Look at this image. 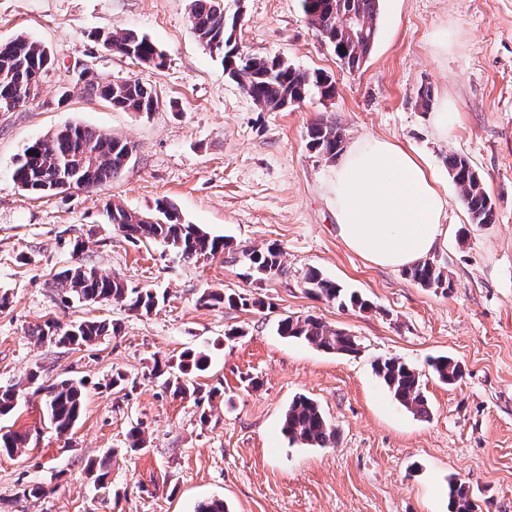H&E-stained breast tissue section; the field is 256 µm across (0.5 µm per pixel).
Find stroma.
Instances as JSON below:
<instances>
[{"instance_id":"35a3bbf8","label":"stroma","mask_w":512,"mask_h":512,"mask_svg":"<svg viewBox=\"0 0 512 512\" xmlns=\"http://www.w3.org/2000/svg\"><path fill=\"white\" fill-rule=\"evenodd\" d=\"M225 6L243 13V52L331 75L334 97L313 94L277 112L257 107L192 34L191 0H0V40L24 35L55 57L40 100L0 112V294L9 297L0 310V387L23 393L0 426L30 437L14 456H0V512H194L211 498L231 512H448L452 476L468 482L481 512H512V0H381L375 43L353 71L307 23L301 0ZM120 29L150 38L165 66L131 62L97 42ZM84 68L152 86L157 109L126 112L88 96L77 82ZM63 87L70 95L60 104ZM443 107L444 140L432 124ZM321 118L340 124L348 142L394 140L436 175L448 199V243L432 261L447 287H421L405 270L376 266L344 245L324 193L334 163L307 147V129ZM70 123L132 142L130 165L92 190L40 198L20 190L11 172L23 146ZM451 152L482 178L494 223H472L448 175ZM162 199L233 245L277 244L284 275L259 282L220 257L184 262L102 221L106 204L148 213ZM80 263L165 300L147 315L64 300L53 278ZM313 268L361 292L371 310L309 293L304 276ZM206 289L252 304L206 307L198 301ZM286 315L346 330L358 353L279 336ZM50 319H107L121 332L62 348L31 334ZM233 327L239 336L225 338ZM186 349L210 359L196 379L212 394L202 408L151 375L154 362ZM391 356L421 372L429 417L399 405L376 378L375 362ZM438 356L462 363L456 385L434 377L428 361ZM36 367L47 383L82 381L73 432L57 434L49 423L28 381ZM116 370L131 382L125 392L112 390ZM298 393L320 404L337 430L335 447L284 437L282 417ZM135 426L145 447L129 455ZM105 458L102 483L91 465ZM33 484L43 495L23 496Z\"/></svg>"}]
</instances>
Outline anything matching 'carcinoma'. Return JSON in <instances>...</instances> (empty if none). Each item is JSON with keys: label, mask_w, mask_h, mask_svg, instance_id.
<instances>
[{"label": "carcinoma", "mask_w": 512, "mask_h": 512, "mask_svg": "<svg viewBox=\"0 0 512 512\" xmlns=\"http://www.w3.org/2000/svg\"><path fill=\"white\" fill-rule=\"evenodd\" d=\"M335 10L327 11L322 0H302L303 13L333 49L337 60L350 70L360 68L370 53L377 35L376 18L379 0H334ZM345 12L357 15L365 34L350 37L338 27ZM238 20L226 10L224 0H192L190 28L193 34L210 49L222 55L228 75L238 81L255 104L268 111H281L293 103L303 101L310 93L331 97L336 91L335 81L319 72L301 71L282 58L258 57L243 53L236 38ZM106 49L120 53L138 64L161 67L165 59L159 48L145 36L133 31H113L100 34ZM53 64L51 56L40 43L17 36L0 43V105L28 97L31 87L39 85ZM86 93L130 112L150 113L158 106V97L152 87L136 79L121 83L102 81L93 75L82 80ZM343 129L334 121L320 120L307 130V146L330 160L342 150ZM134 145L108 134L78 124L66 125L28 143L19 155L12 172L15 184L25 192L45 194L68 179L84 190L94 189L121 175L130 163L129 152ZM448 173L460 190L461 201L474 224H491L494 203L484 183L465 157L450 152L445 158ZM106 223L134 242H156L183 253V259L196 262L224 256V262L243 269V276L254 280L273 281L284 274L281 249L271 244L263 249L236 248L221 236H213L197 224L185 222L175 205L159 201L155 213L144 215L130 211L120 204L105 207ZM79 273L66 268L55 275L59 292L80 303L95 296L103 301H116L134 313L148 314L159 305V296L149 288L131 286L121 277H109L96 268L78 265ZM407 275L424 288H441L446 279L442 270L427 261L407 269ZM308 292L342 308L360 310L371 308L368 300L349 292L338 282L310 270L304 278ZM199 302L205 306L218 305L260 307V300L233 293L203 291ZM77 333L79 344L87 346L110 333L117 334L118 326L105 320H83L67 326L47 320L34 328L31 335L40 341L60 346L71 342L69 331ZM277 333L285 338L301 340L325 352L350 355L358 352L355 337L333 328L321 320L308 316L304 319L286 316L278 321ZM431 367L436 378L451 386L462 377L458 361L448 356L433 359ZM208 369V355L202 351L187 350L176 363L154 364L153 372L162 379L164 388L176 397L193 395L196 403L205 397L187 377ZM376 377L393 398L411 413L429 417L430 408L421 373L398 357L377 361L373 367ZM45 392L46 415L60 434L73 430L84 407V393L80 382L63 379L49 385ZM19 391L0 389V417L12 413L18 406ZM282 433L291 443L308 448H327L336 444V429L321 406L305 394L296 395L289 403L282 420ZM29 434L8 430L0 432V453L11 455L27 447ZM448 512H477L470 487L452 477L448 480Z\"/></svg>", "instance_id": "obj_1"}]
</instances>
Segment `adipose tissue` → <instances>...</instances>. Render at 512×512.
Segmentation results:
<instances>
[{"label":"adipose tissue","instance_id":"ef3b65f1","mask_svg":"<svg viewBox=\"0 0 512 512\" xmlns=\"http://www.w3.org/2000/svg\"><path fill=\"white\" fill-rule=\"evenodd\" d=\"M326 194L342 242L377 266L413 267L448 239L447 197L397 142L365 136L349 144Z\"/></svg>","mask_w":512,"mask_h":512}]
</instances>
